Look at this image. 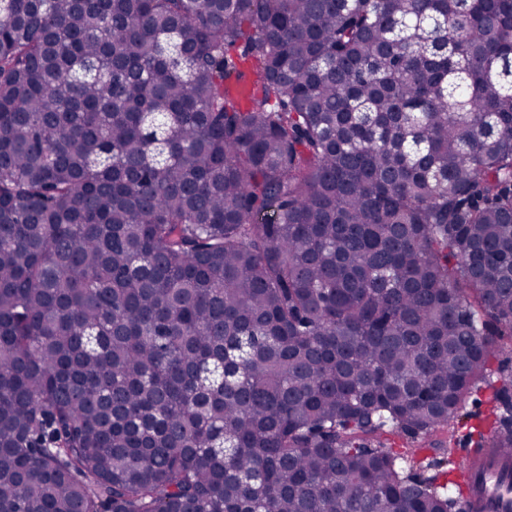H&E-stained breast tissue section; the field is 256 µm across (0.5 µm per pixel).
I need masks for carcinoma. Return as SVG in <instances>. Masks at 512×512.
I'll use <instances>...</instances> for the list:
<instances>
[{"instance_id":"cac0c4a2","label":"carcinoma","mask_w":512,"mask_h":512,"mask_svg":"<svg viewBox=\"0 0 512 512\" xmlns=\"http://www.w3.org/2000/svg\"><path fill=\"white\" fill-rule=\"evenodd\" d=\"M506 347L512 0H0V512H451Z\"/></svg>"}]
</instances>
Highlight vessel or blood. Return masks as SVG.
I'll return each mask as SVG.
<instances>
[{
    "instance_id": "vessel-or-blood-1",
    "label": "vessel or blood",
    "mask_w": 512,
    "mask_h": 512,
    "mask_svg": "<svg viewBox=\"0 0 512 512\" xmlns=\"http://www.w3.org/2000/svg\"><path fill=\"white\" fill-rule=\"evenodd\" d=\"M467 476L466 502L478 512H512V456L489 449L460 457Z\"/></svg>"
}]
</instances>
